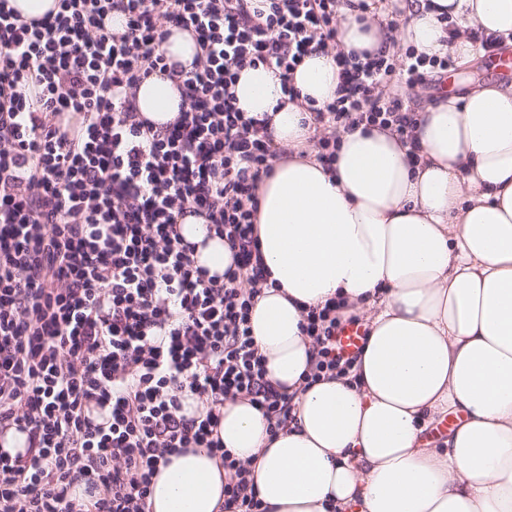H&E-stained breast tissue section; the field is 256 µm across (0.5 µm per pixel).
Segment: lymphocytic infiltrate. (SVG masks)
Segmentation results:
<instances>
[{
	"instance_id": "obj_1",
	"label": "lymphocytic infiltrate",
	"mask_w": 512,
	"mask_h": 512,
	"mask_svg": "<svg viewBox=\"0 0 512 512\" xmlns=\"http://www.w3.org/2000/svg\"><path fill=\"white\" fill-rule=\"evenodd\" d=\"M0 0V512H146L164 455L204 448L227 478L229 512H263L248 466L213 433L224 399L246 397L271 430L286 394L265 378L250 312L266 279L254 256L256 188L277 154L266 119L239 111V70H293L336 48V17L368 0H58L21 21ZM125 19L123 33L108 24ZM192 32L180 112L163 127L139 118L136 91L169 72V27ZM336 98L312 108L317 158L332 166L342 132L379 126L414 137L403 89L454 69L450 56L406 47L337 56ZM83 115L80 130L64 126ZM206 219L235 251L223 276L196 266L179 217ZM309 310L310 381L351 373L337 338L358 316ZM205 413L182 415L186 395ZM84 483L86 499L69 491Z\"/></svg>"
}]
</instances>
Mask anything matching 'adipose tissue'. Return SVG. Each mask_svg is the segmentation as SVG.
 <instances>
[{"mask_svg":"<svg viewBox=\"0 0 512 512\" xmlns=\"http://www.w3.org/2000/svg\"><path fill=\"white\" fill-rule=\"evenodd\" d=\"M400 7L397 30L341 10L338 50L399 39L466 65L476 37L512 47V0ZM291 82L293 101L259 65L240 70L234 87L241 111L269 117L279 150L256 191L269 285L251 327L265 377L291 412L273 435L249 399L225 400L218 437L248 464L265 512H512V81L420 106L411 143L376 127L341 133L330 170L315 156L306 107L334 100V54H309ZM178 84L144 80L141 117L173 122ZM177 230L210 274L232 264L204 218L181 217ZM332 299L366 315L367 341L349 376L310 384L303 314ZM448 413L458 420L445 439L425 440ZM147 512H224L222 461L203 448L166 455Z\"/></svg>","mask_w":512,"mask_h":512,"instance_id":"ef3b65f1","label":"adipose tissue"}]
</instances>
